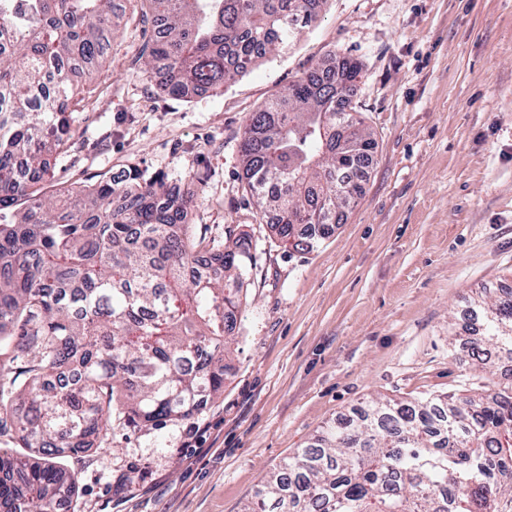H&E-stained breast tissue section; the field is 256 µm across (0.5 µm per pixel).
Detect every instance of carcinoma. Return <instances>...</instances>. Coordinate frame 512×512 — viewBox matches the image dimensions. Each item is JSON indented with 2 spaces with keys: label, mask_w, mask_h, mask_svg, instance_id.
Listing matches in <instances>:
<instances>
[{
  "label": "carcinoma",
  "mask_w": 512,
  "mask_h": 512,
  "mask_svg": "<svg viewBox=\"0 0 512 512\" xmlns=\"http://www.w3.org/2000/svg\"><path fill=\"white\" fill-rule=\"evenodd\" d=\"M147 65L184 97L225 87L279 51L326 0H146ZM116 0H0V343L25 380L0 414V512H57L76 479L58 449L89 450L115 421L157 429L224 393V355L253 265L251 238L201 249L195 207L137 170L67 194L33 177L72 137L71 71L92 67L120 26ZM358 61L335 57L252 113L240 178L279 240L312 247L358 196L375 139L354 112ZM480 336L459 350L482 379L466 396L376 400L327 424L271 473L245 512H512V290L476 303Z\"/></svg>",
  "instance_id": "carcinoma-1"
}]
</instances>
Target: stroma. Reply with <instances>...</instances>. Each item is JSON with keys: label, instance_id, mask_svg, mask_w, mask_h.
Wrapping results in <instances>:
<instances>
[{"label": "stroma", "instance_id": "obj_1", "mask_svg": "<svg viewBox=\"0 0 512 512\" xmlns=\"http://www.w3.org/2000/svg\"><path fill=\"white\" fill-rule=\"evenodd\" d=\"M102 67L75 88L69 145L38 183L58 200L120 170L194 197L191 235L255 245L224 392L192 420L114 424L66 457L70 512H244L322 426L376 397L462 394L451 354L482 288H512V0H330L290 48L224 92L163 93L125 0ZM376 152L344 224L308 250L273 237L239 178L252 112L331 54Z\"/></svg>", "mask_w": 512, "mask_h": 512}]
</instances>
